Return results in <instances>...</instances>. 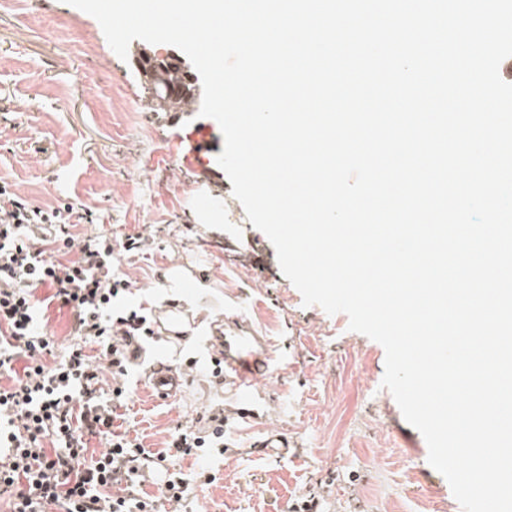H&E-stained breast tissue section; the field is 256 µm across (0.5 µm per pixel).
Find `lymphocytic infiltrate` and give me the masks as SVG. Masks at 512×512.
I'll use <instances>...</instances> for the list:
<instances>
[{
  "label": "lymphocytic infiltrate",
  "mask_w": 512,
  "mask_h": 512,
  "mask_svg": "<svg viewBox=\"0 0 512 512\" xmlns=\"http://www.w3.org/2000/svg\"><path fill=\"white\" fill-rule=\"evenodd\" d=\"M79 217L73 207L42 209L0 186V377L11 380L0 386V496L8 495L10 512H156L155 497L138 490L156 469L166 475L165 501H183L189 482L118 430L130 389L107 390L99 379L103 366L128 375L141 354L134 339L151 333L146 316L117 311L133 284L112 270L117 251L142 241L116 245L101 230L75 239ZM41 288L47 298L38 297ZM47 301L72 317L73 345L50 363L42 357L57 338L40 319ZM89 344L99 345L96 355L86 353ZM93 437L107 443L96 455L88 451Z\"/></svg>",
  "instance_id": "obj_1"
}]
</instances>
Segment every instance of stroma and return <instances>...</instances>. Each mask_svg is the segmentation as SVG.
Masks as SVG:
<instances>
[{
  "mask_svg": "<svg viewBox=\"0 0 512 512\" xmlns=\"http://www.w3.org/2000/svg\"><path fill=\"white\" fill-rule=\"evenodd\" d=\"M144 52L181 54L136 39L122 59L98 21L66 0H0V185L43 209L91 214L76 235L96 227L120 241L144 237L141 251L116 261L134 285L130 303L191 318L179 344L150 339L147 360L176 365L182 383L163 402L143 372L131 376L130 436L159 452L177 425L223 411L224 455L203 448L171 459L186 478L201 466L216 474L189 512H289L309 495L321 512H463L381 386L384 348L349 330L346 314L304 306L217 162L218 122L201 116L198 96L158 106L138 64ZM201 125L212 146L195 157ZM201 180L220 208L199 195ZM224 316L267 337L279 362L257 389L256 420L238 418L239 399L214 382L209 340ZM273 431L287 438L285 452L261 448Z\"/></svg>",
  "mask_w": 512,
  "mask_h": 512,
  "instance_id": "35a3bbf8",
  "label": "stroma"
}]
</instances>
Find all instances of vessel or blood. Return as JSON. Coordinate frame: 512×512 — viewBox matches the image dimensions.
<instances>
[{
    "instance_id": "b4317fda",
    "label": "vessel or blood",
    "mask_w": 512,
    "mask_h": 512,
    "mask_svg": "<svg viewBox=\"0 0 512 512\" xmlns=\"http://www.w3.org/2000/svg\"><path fill=\"white\" fill-rule=\"evenodd\" d=\"M156 335L182 340L188 323L175 310L152 318ZM212 345L215 359L224 366V383L244 400H251L254 384L274 376V354L267 342L257 336L244 333L243 325H236L233 334L214 337Z\"/></svg>"
}]
</instances>
